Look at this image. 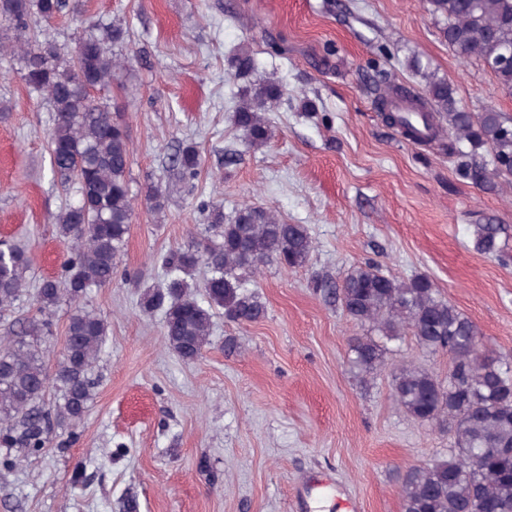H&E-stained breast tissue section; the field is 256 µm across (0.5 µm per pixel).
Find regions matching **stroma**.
Masks as SVG:
<instances>
[{
	"instance_id": "obj_1",
	"label": "stroma",
	"mask_w": 512,
	"mask_h": 512,
	"mask_svg": "<svg viewBox=\"0 0 512 512\" xmlns=\"http://www.w3.org/2000/svg\"><path fill=\"white\" fill-rule=\"evenodd\" d=\"M131 28L128 63L105 97L132 146L134 216L122 274L85 304L109 334L99 385L76 439L12 468L0 465V512H402L413 466L448 455L444 426L410 420L392 389L412 362L448 375V357L411 338L390 369L369 377L351 364L362 327L312 287L371 261L399 278L424 276L478 326L486 348L512 355V186L480 190L459 178L447 144L416 143L387 123L370 78L390 72L414 91L409 66L447 79L465 108L512 116V95L473 59L454 55L426 0H86ZM249 45L253 81L279 79L288 101L269 113L274 136L246 149L229 119L239 82L227 67ZM48 104L30 94L21 65L0 60V240L28 245L31 279L67 255L54 217L73 199L51 172ZM201 153L193 185L174 178L179 143ZM167 198L144 202L147 186ZM225 217L245 204L306 225L308 264H270L256 278L261 322L215 315L202 360L165 344L162 313H142L146 287L163 279L160 257L203 231L202 202ZM507 226L505 260L476 252L472 217ZM235 338L236 353L224 351Z\"/></svg>"
}]
</instances>
